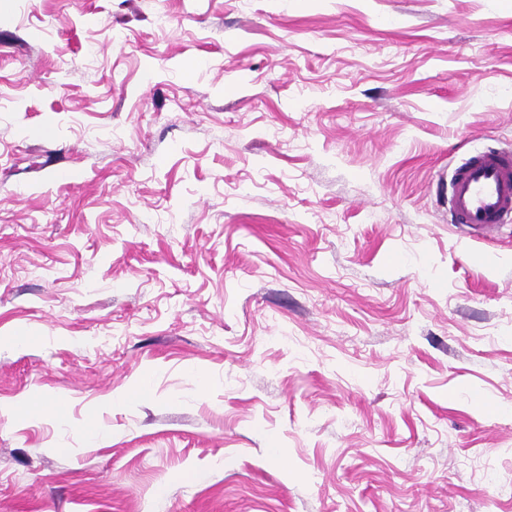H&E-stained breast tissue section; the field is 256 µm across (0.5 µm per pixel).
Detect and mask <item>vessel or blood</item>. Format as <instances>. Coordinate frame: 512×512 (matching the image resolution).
I'll use <instances>...</instances> for the list:
<instances>
[{
    "instance_id": "b4317fda",
    "label": "vessel or blood",
    "mask_w": 512,
    "mask_h": 512,
    "mask_svg": "<svg viewBox=\"0 0 512 512\" xmlns=\"http://www.w3.org/2000/svg\"><path fill=\"white\" fill-rule=\"evenodd\" d=\"M448 210L454 223L487 233L512 222V153L491 148L469 155L449 180Z\"/></svg>"
}]
</instances>
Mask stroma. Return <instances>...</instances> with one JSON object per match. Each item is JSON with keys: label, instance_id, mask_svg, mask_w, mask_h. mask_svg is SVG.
Here are the masks:
<instances>
[{"label": "stroma", "instance_id": "stroma-1", "mask_svg": "<svg viewBox=\"0 0 512 512\" xmlns=\"http://www.w3.org/2000/svg\"><path fill=\"white\" fill-rule=\"evenodd\" d=\"M485 146L512 0H0V512H512ZM448 210L455 224L486 233L512 221V154L487 149L469 155L448 183Z\"/></svg>", "mask_w": 512, "mask_h": 512}]
</instances>
